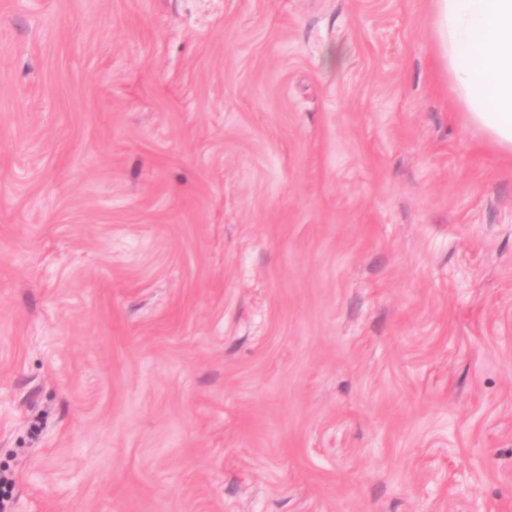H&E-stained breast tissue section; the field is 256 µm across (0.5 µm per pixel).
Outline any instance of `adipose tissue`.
I'll list each match as a JSON object with an SVG mask.
<instances>
[{
  "mask_svg": "<svg viewBox=\"0 0 512 512\" xmlns=\"http://www.w3.org/2000/svg\"><path fill=\"white\" fill-rule=\"evenodd\" d=\"M430 23L466 121L512 154V0H431Z\"/></svg>",
  "mask_w": 512,
  "mask_h": 512,
  "instance_id": "obj_1",
  "label": "adipose tissue"
}]
</instances>
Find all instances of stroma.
I'll return each mask as SVG.
<instances>
[{
	"label": "stroma",
	"instance_id": "stroma-1",
	"mask_svg": "<svg viewBox=\"0 0 512 512\" xmlns=\"http://www.w3.org/2000/svg\"><path fill=\"white\" fill-rule=\"evenodd\" d=\"M430 0H0V512H512V155Z\"/></svg>",
	"mask_w": 512,
	"mask_h": 512
}]
</instances>
